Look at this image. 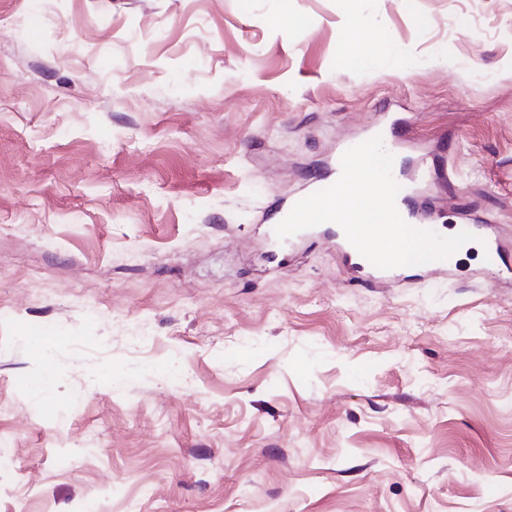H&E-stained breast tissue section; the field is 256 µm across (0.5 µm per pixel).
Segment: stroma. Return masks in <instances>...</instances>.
<instances>
[{
	"instance_id": "stroma-1",
	"label": "stroma",
	"mask_w": 512,
	"mask_h": 512,
	"mask_svg": "<svg viewBox=\"0 0 512 512\" xmlns=\"http://www.w3.org/2000/svg\"><path fill=\"white\" fill-rule=\"evenodd\" d=\"M384 113L512 233V0H0V512H512L483 251L369 288L264 235Z\"/></svg>"
}]
</instances>
